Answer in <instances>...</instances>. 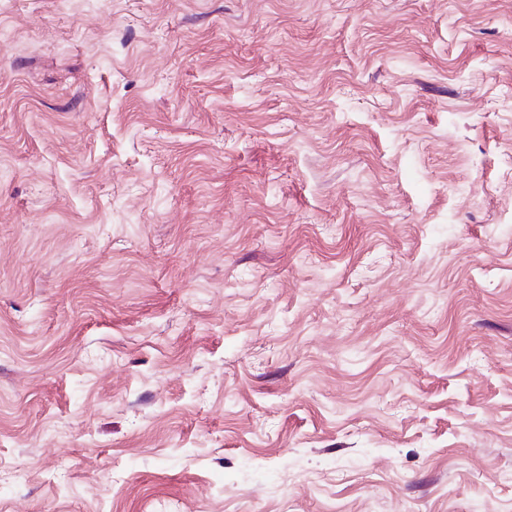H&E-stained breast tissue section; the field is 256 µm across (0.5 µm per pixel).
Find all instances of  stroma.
<instances>
[{
  "label": "stroma",
  "instance_id": "1",
  "mask_svg": "<svg viewBox=\"0 0 512 512\" xmlns=\"http://www.w3.org/2000/svg\"><path fill=\"white\" fill-rule=\"evenodd\" d=\"M0 512H512V0H0Z\"/></svg>",
  "mask_w": 512,
  "mask_h": 512
}]
</instances>
